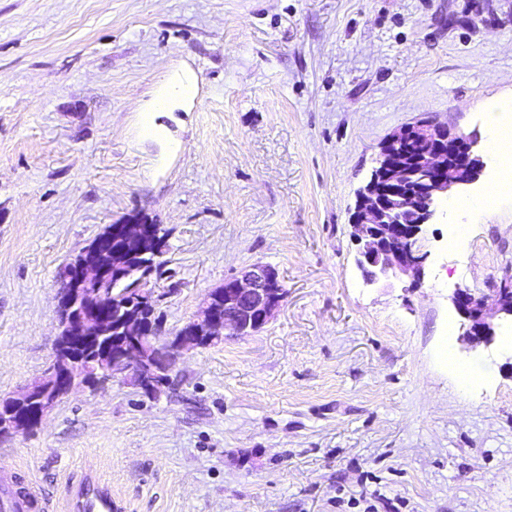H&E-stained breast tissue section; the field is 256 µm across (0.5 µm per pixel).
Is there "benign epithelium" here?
Segmentation results:
<instances>
[{"mask_svg":"<svg viewBox=\"0 0 512 512\" xmlns=\"http://www.w3.org/2000/svg\"><path fill=\"white\" fill-rule=\"evenodd\" d=\"M480 139L458 134L446 125L422 121L405 126L382 143L376 166L367 183L358 190L351 215L353 237L358 245L357 264L367 279L403 274L421 275L428 253L422 236L433 223L438 203L453 189L476 183L483 172ZM421 178L410 183L408 165ZM167 238L164 228L142 214L109 224L70 260L58 295L59 340L53 360L43 378L25 388L23 399L37 387L51 382L58 394L67 395L81 386H94L130 371L140 386L151 391L163 385L182 351L206 347L228 336H249L275 316L286 298L278 271L267 264H254L224 280L210 291L197 315L171 340L158 344L159 329H141L144 308L156 305L154 292L142 288V267L126 259L137 248L153 259L163 256ZM138 278L137 310L130 311L117 332L115 321L98 309L117 307L111 284ZM461 317L462 336L473 344L489 343L495 332L493 319L512 317V279L497 289L494 299L458 288L450 297ZM121 334L112 340V360L93 369L81 345L85 336Z\"/></svg>","mask_w":512,"mask_h":512,"instance_id":"1","label":"benign epithelium"}]
</instances>
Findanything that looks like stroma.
Here are the masks:
<instances>
[{
	"label": "stroma",
	"instance_id": "obj_1",
	"mask_svg": "<svg viewBox=\"0 0 512 512\" xmlns=\"http://www.w3.org/2000/svg\"><path fill=\"white\" fill-rule=\"evenodd\" d=\"M194 98L153 115L181 69ZM512 0H0V398L54 359L63 266L143 213L168 341L253 263L287 290L260 331L73 391L0 437V468L64 512H512V318L463 341L450 297L512 275V195L440 204L419 282H367L350 216L382 142L432 120L487 138L512 114ZM194 88V77L192 73L186 72L184 73L183 78L166 94L161 96H155L150 105L143 110L144 113L142 120V130L146 137L150 138L155 136L156 130L154 125L149 119V115L151 112H162L167 110L174 99L178 97H183L191 94ZM67 512H116L112 489L93 476L85 478L67 497Z\"/></svg>",
	"mask_w": 512,
	"mask_h": 512
}]
</instances>
